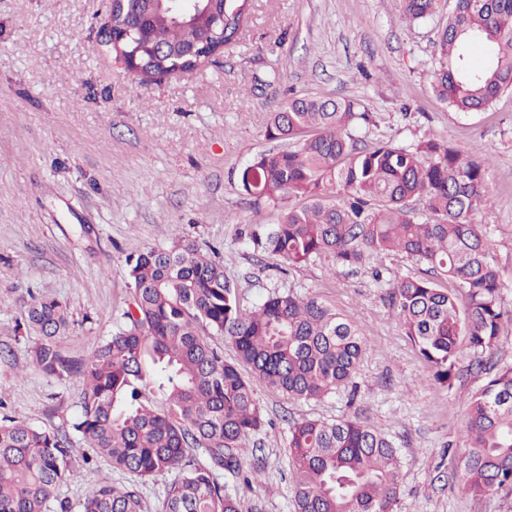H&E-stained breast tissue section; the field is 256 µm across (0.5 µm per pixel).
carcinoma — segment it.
I'll return each instance as SVG.
<instances>
[{"label":"carcinoma","mask_w":512,"mask_h":512,"mask_svg":"<svg viewBox=\"0 0 512 512\" xmlns=\"http://www.w3.org/2000/svg\"><path fill=\"white\" fill-rule=\"evenodd\" d=\"M126 0L113 18L116 59L133 60L143 80L173 64L193 71L240 40L250 0ZM410 22L443 0H401ZM437 32L432 89L461 114L486 110L512 91V0H453ZM202 40L187 62L156 57ZM367 119L351 100L292 97L269 114L265 132L282 146L242 169L243 192L279 209L275 224L251 225L253 250L300 267L329 255L359 266L374 252H398L426 266L425 276L397 280L389 292L405 335L433 379L452 386L465 339L475 355L498 350L512 314L491 241L472 216L491 203L488 161L463 156L450 142L423 138L409 146L361 149L353 128ZM131 297L124 327L85 359L58 345L67 308L32 298L23 327L38 342L31 362L60 383L84 386L72 423L97 458L129 479L104 476L88 486L79 512H143L141 486L169 472L159 512H262L226 489L228 473L259 482L264 458L249 446L265 425L253 379L293 401L320 400L347 386L366 351L360 326L314 297L274 292L257 308L240 307L223 264L195 241L126 259ZM448 280L443 288L438 280ZM465 297L466 305L459 303ZM225 336L227 361L207 340ZM164 396L147 394L148 370ZM459 458L473 495L512 491V365L500 367L470 399ZM294 512H394L403 461L393 442L358 418H301L285 447ZM252 455L251 467L243 460ZM73 462L70 438L10 417L0 419V512H72L60 497Z\"/></svg>","instance_id":"carcinoma-1"}]
</instances>
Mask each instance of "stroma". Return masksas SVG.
Segmentation results:
<instances>
[{
	"label": "stroma",
	"instance_id": "35a3bbf8",
	"mask_svg": "<svg viewBox=\"0 0 512 512\" xmlns=\"http://www.w3.org/2000/svg\"><path fill=\"white\" fill-rule=\"evenodd\" d=\"M108 0H0V414L69 432L79 380L60 383L35 367V335L16 326L32 297L66 303L60 345L91 355L121 326L130 298L129 254L196 240L224 266L242 308L280 290L315 296L360 325L366 352L348 387L293 402L263 382L254 388L267 423L253 437L266 470L229 491L265 512H293L284 446L291 421L359 417L385 433L403 460L395 512H512V493L471 496L456 472L470 397L486 382L461 348L452 387L435 384L405 336L388 292L425 267L401 253L372 254L356 268L321 256L301 267L254 252L251 224L277 213L244 195L240 170L271 149L270 112L292 95L360 103L369 123L359 147L447 140L489 158L486 228L512 312V92L463 115L431 88L434 39L446 13L411 24L400 0H253L239 43L203 68L143 81L98 46ZM103 461H75L60 495L82 499Z\"/></svg>",
	"mask_w": 512,
	"mask_h": 512
}]
</instances>
